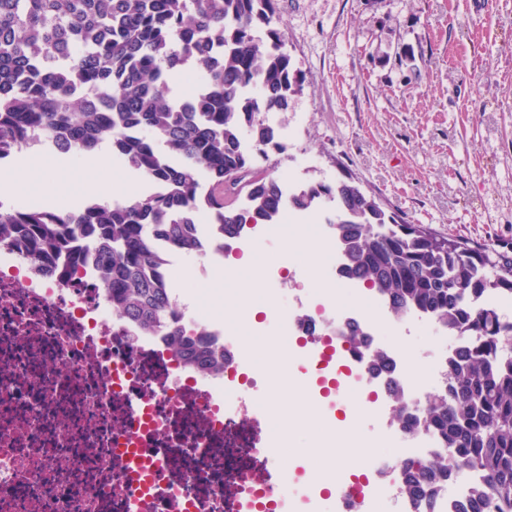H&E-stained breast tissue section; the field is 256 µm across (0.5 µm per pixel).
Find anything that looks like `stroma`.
Listing matches in <instances>:
<instances>
[{
    "label": "stroma",
    "mask_w": 512,
    "mask_h": 512,
    "mask_svg": "<svg viewBox=\"0 0 512 512\" xmlns=\"http://www.w3.org/2000/svg\"><path fill=\"white\" fill-rule=\"evenodd\" d=\"M275 26L305 83L273 119L283 150L260 167L303 186L351 180L409 223L512 256V0H277ZM28 167L37 178L5 205L72 211L113 179L146 191L126 166L61 155L26 154L0 176ZM253 395L296 420L305 460L288 490L316 495L325 477L306 462L332 454L313 445L320 394L272 378Z\"/></svg>",
    "instance_id": "35a3bbf8"
}]
</instances>
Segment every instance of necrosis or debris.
Returning a JSON list of instances; mask_svg holds the SVG:
<instances>
[{
	"label": "necrosis or debris",
	"instance_id": "necrosis-or-debris-1",
	"mask_svg": "<svg viewBox=\"0 0 512 512\" xmlns=\"http://www.w3.org/2000/svg\"><path fill=\"white\" fill-rule=\"evenodd\" d=\"M287 233L252 224L240 249L279 235L281 244L267 273L264 320L283 342L274 373L287 376L297 358L321 368L330 355L345 356L347 342L334 338L337 320L355 318L338 305L311 310L316 339H303L300 311L282 299V269L296 265L299 213ZM191 327H204L224 349V372L211 377L182 368L161 337L139 334L118 318L100 274L93 267L60 281L34 271L22 246L0 245V512H319L312 500L295 501L287 485L274 486L253 471L224 470L227 443L237 452L275 463L269 445L237 443L246 419L259 409L240 376L256 371L240 349L223 312L195 304ZM386 448L360 438L362 482L347 479L365 512H411L399 496L391 468L397 460L425 458L435 441L422 434L380 429Z\"/></svg>",
	"mask_w": 512,
	"mask_h": 512
}]
</instances>
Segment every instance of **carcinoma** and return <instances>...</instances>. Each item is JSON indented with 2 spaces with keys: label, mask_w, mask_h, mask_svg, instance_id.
Wrapping results in <instances>:
<instances>
[{
  "label": "carcinoma",
  "mask_w": 512,
  "mask_h": 512,
  "mask_svg": "<svg viewBox=\"0 0 512 512\" xmlns=\"http://www.w3.org/2000/svg\"><path fill=\"white\" fill-rule=\"evenodd\" d=\"M275 13V0H0V162L44 139L62 155L104 144L164 187L112 204L91 197L76 211L0 203V243H21L31 263L63 276L95 260L120 317L164 337L184 367L220 374L224 351L202 331L185 334L167 255L202 252L201 214L226 248L248 224L327 201L351 280L395 318L418 312L462 339L424 405L394 380L386 388L392 423L438 443L396 465L400 494L414 512H435L448 478L477 473L452 512H512V322L480 305L490 292L512 299V258L409 224L348 180L288 196L256 164L282 148L268 115L304 84ZM192 73L194 94L170 97L169 80ZM338 332L365 349L371 373L393 370L360 323Z\"/></svg>",
  "instance_id": "cac0c4a2"
}]
</instances>
